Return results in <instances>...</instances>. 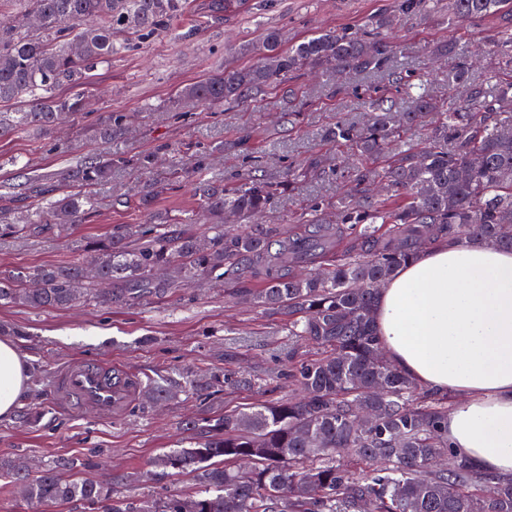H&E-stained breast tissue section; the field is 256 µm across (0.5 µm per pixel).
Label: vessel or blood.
<instances>
[{"instance_id": "obj_1", "label": "vessel or blood", "mask_w": 512, "mask_h": 512, "mask_svg": "<svg viewBox=\"0 0 512 512\" xmlns=\"http://www.w3.org/2000/svg\"><path fill=\"white\" fill-rule=\"evenodd\" d=\"M143 389L141 378L95 359L71 361L54 375L53 403L69 414L87 412L109 420L124 414Z\"/></svg>"}]
</instances>
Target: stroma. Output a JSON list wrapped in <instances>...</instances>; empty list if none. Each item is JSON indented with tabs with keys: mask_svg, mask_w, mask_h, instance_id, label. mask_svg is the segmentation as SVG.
I'll list each match as a JSON object with an SVG mask.
<instances>
[{
	"mask_svg": "<svg viewBox=\"0 0 512 512\" xmlns=\"http://www.w3.org/2000/svg\"><path fill=\"white\" fill-rule=\"evenodd\" d=\"M398 0H249L247 8L221 12L212 0H184L179 21L168 23L147 40L127 32L126 51L113 55L96 71L88 89V112L62 123L54 134L27 130L0 139V190L27 192L33 175L62 180L83 157L106 151L116 157L149 153L168 146L167 165L192 172L201 153L214 160L208 177L233 185L250 170L277 180L286 167L300 175L283 208L263 221L287 228L311 204L323 208L324 222L334 223L337 197L355 183L338 162L344 153L326 135L336 123L358 125L371 101L389 97L404 105L403 89L389 70L439 96L448 94V73L479 54L471 77L487 87L512 75V56L496 41L512 25L495 15L457 24L448 22V0H433L426 14L402 16L390 46L388 71L326 79L306 68L294 71L253 101L221 111H182L173 98L183 86L224 68L255 62L243 45L261 42L279 30L287 42L312 33L367 28L371 18L395 11ZM452 40L447 61L431 62L429 51ZM126 115L127 131L100 144L89 136L91 124L108 114ZM145 177L114 169L112 183L97 190V213L78 225L75 237H98L118 224H143L138 205ZM76 254L47 239L0 242V274L33 266H62ZM285 317L229 293L208 280L173 290L162 298L132 304L95 303L74 310L34 309L0 304V339L14 341L28 369H42L43 383L28 382L14 416L0 420V463H23L30 471L54 468L68 473L83 464V476L108 484L111 497L123 503L154 501L185 492L194 482L186 474L156 475L142 480L152 459L186 442V417H219L229 409L275 402L289 394L283 375L288 349ZM95 358L122 366L142 381L187 379L220 374L246 375L252 388L223 385L207 400L179 396L164 405L138 401L124 415L105 422L96 416H73L51 402L53 375L66 362Z\"/></svg>",
	"mask_w": 512,
	"mask_h": 512,
	"instance_id": "1",
	"label": "stroma"
}]
</instances>
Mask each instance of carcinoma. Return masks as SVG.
Here are the masks:
<instances>
[{
    "label": "carcinoma",
    "mask_w": 512,
    "mask_h": 512,
    "mask_svg": "<svg viewBox=\"0 0 512 512\" xmlns=\"http://www.w3.org/2000/svg\"><path fill=\"white\" fill-rule=\"evenodd\" d=\"M13 2L21 18L0 24V106L19 108L0 111L1 138L31 127L49 133L83 114L88 79L125 48L113 32L148 36L182 12V0ZM448 2L453 24L512 18V0ZM245 52L257 57L250 68L202 78L178 91L176 104L237 106L304 67L382 71L389 61L383 42L337 31L284 50L281 33L269 30ZM407 95L414 110L403 121L374 100L366 126L340 122L328 131L357 156L356 181L388 191L338 198L339 224L302 217L287 231L269 224L224 231V211L249 221L277 208L289 189L287 179L246 173L230 188L197 179L198 210L162 224H119L101 237L71 239L94 211L96 189L112 182V169L147 173L152 153L95 155L69 169L63 183L35 186L37 203L22 222L0 220V240H61L78 253L68 266L1 275L0 302L67 309L162 297L205 278L231 288L250 275L262 283L253 302L286 317L284 376L294 393L187 420L190 446L160 454L150 467L188 471L196 490L169 494L142 512H512V478L484 473L448 448V400L419 396V386L382 355L372 319L379 288L428 245L481 239L512 251V78L494 94L471 83L451 106L410 86ZM422 115L429 116L423 142L389 154V144ZM125 123L110 114L92 138L109 143ZM206 215L213 223L203 243L182 225ZM300 341L315 355L299 354ZM363 405L375 415L367 426L359 421ZM244 457L251 459L246 471L237 468ZM0 477L36 509L109 500L105 486L53 469L31 475L13 466Z\"/></svg>",
    "instance_id": "cac0c4a2"
}]
</instances>
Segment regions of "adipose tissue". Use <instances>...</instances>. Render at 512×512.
Returning <instances> with one entry per match:
<instances>
[{
  "label": "adipose tissue",
  "instance_id": "1",
  "mask_svg": "<svg viewBox=\"0 0 512 512\" xmlns=\"http://www.w3.org/2000/svg\"><path fill=\"white\" fill-rule=\"evenodd\" d=\"M374 324L394 364L453 397L449 448L512 475V252L478 240L430 245L382 286ZM27 381L16 346L0 340V419Z\"/></svg>",
  "mask_w": 512,
  "mask_h": 512
}]
</instances>
